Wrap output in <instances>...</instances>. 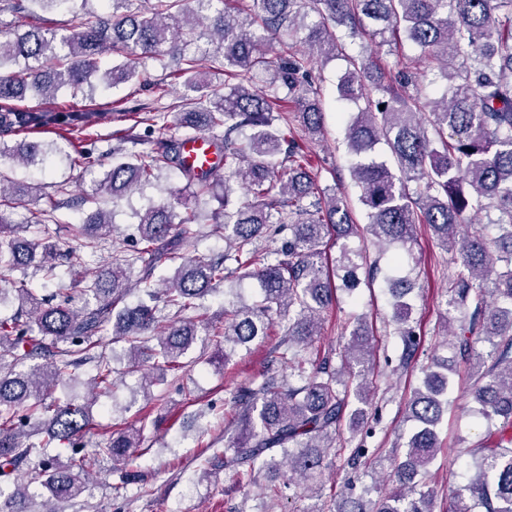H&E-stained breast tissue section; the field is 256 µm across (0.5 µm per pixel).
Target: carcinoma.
<instances>
[{
	"mask_svg": "<svg viewBox=\"0 0 512 512\" xmlns=\"http://www.w3.org/2000/svg\"><path fill=\"white\" fill-rule=\"evenodd\" d=\"M71 2L0 0V14L19 15L29 26L21 33L0 20V159L42 164L50 153L44 145L23 142L17 149L6 137L53 129L63 139L97 124L94 108L25 107L28 92L47 101L66 87L91 97L100 85L135 81L157 99L133 112L150 113L156 124L172 112L176 125L203 131L224 171L201 173L184 165L181 143L173 140L131 153L118 145L92 194L104 191L116 204L162 171H176L188 197L219 199L213 232L224 234V254L216 260L179 254L197 238L195 212L181 215L171 204H151L138 215L141 247L130 252L112 243V260L79 290L81 302L52 304L28 287V269L53 278L65 263L82 274L85 253L112 233V213L97 208L82 224L68 226L75 242L63 243L49 230L59 223L62 202L50 195L15 225L7 209L32 193L41 196V186L0 175V283L9 285L0 288V299L10 291L18 301L16 313L0 317V512H21L18 502L32 486L57 501L81 495L85 476L103 457L120 465L121 484L141 482L134 465L141 430L114 432L88 451L90 406L52 396L62 378L87 362L95 369L97 394L112 390L116 379L103 350L109 335L112 343L125 344V373H139L148 363L178 371L201 334L224 344L227 357L286 322L276 360L288 367V376L252 379L236 389L235 435L223 456L207 461L208 470L222 467L250 488L260 486L261 472L276 473L283 465L282 483L262 488L274 501L293 485L317 488L333 448L346 466L360 465L359 449L335 444L343 422L362 430L361 409L352 404L367 402L364 367L372 347L366 331L360 325L353 330L340 369L330 353L312 363L303 355L321 338V313L338 288L359 285L362 253L343 247L336 257L328 255L333 244L358 233L359 224L336 189L308 169L303 146L283 131L296 122L309 140L323 136L311 64L338 56L347 63L339 96L364 103L347 123L345 139L365 230L384 253L396 243L412 244L423 224L441 249L456 251L448 277L456 327L448 357L421 368V385L405 402L413 427L405 451L393 455L396 486L376 502L335 500L329 512H433L425 478L440 448L437 428L448 409L449 372L458 354L468 357L471 396L487 428L484 441L458 449L472 458L473 473L453 493L448 512H512V0H252L249 6L242 0H149L144 10L132 8L134 0H99L106 12H83L72 30L45 23L43 13ZM284 35L298 49L270 58ZM368 40L391 51L406 41L414 53L402 56L387 79ZM107 57L121 61L109 67ZM167 58L181 61L185 76V92L173 107L159 105L169 90L150 72ZM205 60L221 62L226 81L203 79ZM427 70L448 82L439 98L427 95ZM381 143L393 164L371 158ZM235 184L246 196L241 204ZM470 211L487 224L462 234ZM174 224L180 225L176 244L167 240ZM270 224L283 236L274 253L260 244ZM163 261L175 267L156 288L150 279ZM138 263L145 298L130 307L124 301ZM236 275L257 279L261 299L224 308L222 324L210 321L204 299ZM385 281L404 367L416 348L405 300L414 284L406 277ZM480 343L490 350H478ZM38 358L48 362L30 365ZM56 443L70 449L67 460L51 454Z\"/></svg>",
	"mask_w": 512,
	"mask_h": 512,
	"instance_id": "carcinoma-1",
	"label": "carcinoma"
}]
</instances>
